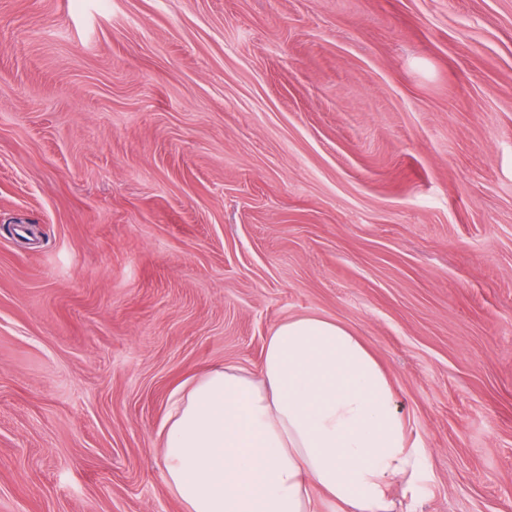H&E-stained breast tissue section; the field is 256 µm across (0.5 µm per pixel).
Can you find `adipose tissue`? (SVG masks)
Here are the masks:
<instances>
[{
  "instance_id": "obj_1",
  "label": "adipose tissue",
  "mask_w": 512,
  "mask_h": 512,
  "mask_svg": "<svg viewBox=\"0 0 512 512\" xmlns=\"http://www.w3.org/2000/svg\"><path fill=\"white\" fill-rule=\"evenodd\" d=\"M161 434L185 512H313L317 494L393 512V483L426 459L365 342L312 315L276 325L257 370L216 366L176 390Z\"/></svg>"
}]
</instances>
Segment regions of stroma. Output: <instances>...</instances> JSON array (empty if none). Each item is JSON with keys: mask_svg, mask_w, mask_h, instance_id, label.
Segmentation results:
<instances>
[{"mask_svg": "<svg viewBox=\"0 0 512 512\" xmlns=\"http://www.w3.org/2000/svg\"><path fill=\"white\" fill-rule=\"evenodd\" d=\"M360 336L512 512V0H0V512H184L171 392Z\"/></svg>", "mask_w": 512, "mask_h": 512, "instance_id": "35a3bbf8", "label": "stroma"}]
</instances>
